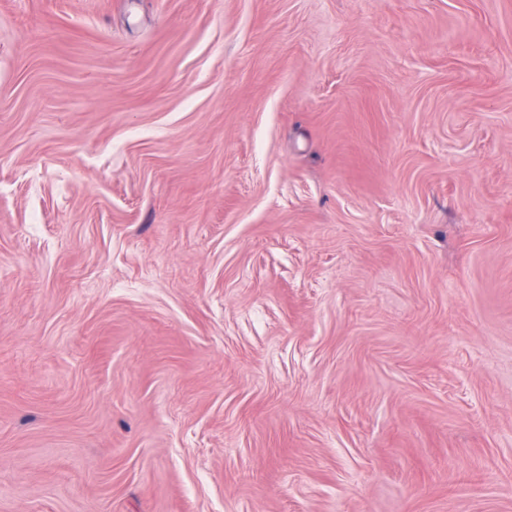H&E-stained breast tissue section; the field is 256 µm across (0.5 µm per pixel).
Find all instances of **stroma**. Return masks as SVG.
Returning <instances> with one entry per match:
<instances>
[{"label":"stroma","instance_id":"1","mask_svg":"<svg viewBox=\"0 0 512 512\" xmlns=\"http://www.w3.org/2000/svg\"><path fill=\"white\" fill-rule=\"evenodd\" d=\"M0 512H512V0H0Z\"/></svg>","mask_w":512,"mask_h":512}]
</instances>
